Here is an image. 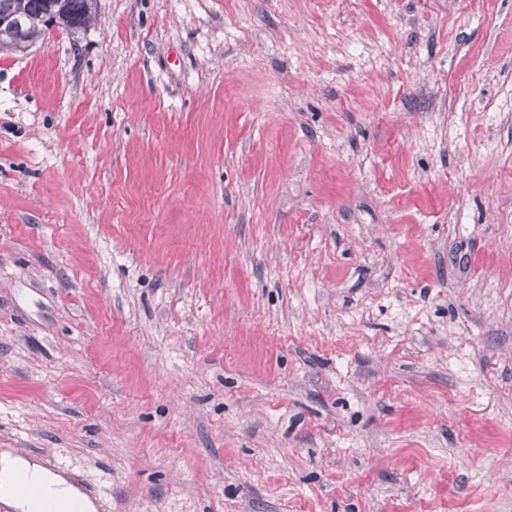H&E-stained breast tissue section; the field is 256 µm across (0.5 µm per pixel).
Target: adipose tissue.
I'll list each match as a JSON object with an SVG mask.
<instances>
[{
  "instance_id": "1",
  "label": "adipose tissue",
  "mask_w": 512,
  "mask_h": 512,
  "mask_svg": "<svg viewBox=\"0 0 512 512\" xmlns=\"http://www.w3.org/2000/svg\"><path fill=\"white\" fill-rule=\"evenodd\" d=\"M22 478L37 484L46 501L65 503L72 512L96 510L94 502L67 476L25 459L14 449H0V502L13 512H35V503L18 491Z\"/></svg>"
}]
</instances>
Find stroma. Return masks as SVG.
I'll return each mask as SVG.
<instances>
[{"label": "stroma", "mask_w": 512, "mask_h": 512, "mask_svg": "<svg viewBox=\"0 0 512 512\" xmlns=\"http://www.w3.org/2000/svg\"><path fill=\"white\" fill-rule=\"evenodd\" d=\"M0 448L99 512H512V0L0 54Z\"/></svg>", "instance_id": "1"}]
</instances>
